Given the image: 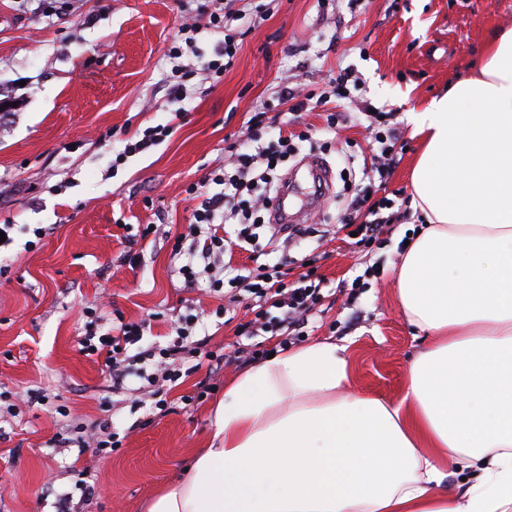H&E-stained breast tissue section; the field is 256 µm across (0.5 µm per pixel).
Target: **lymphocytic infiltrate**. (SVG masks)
<instances>
[{
	"instance_id": "f902f5d3",
	"label": "lymphocytic infiltrate",
	"mask_w": 512,
	"mask_h": 512,
	"mask_svg": "<svg viewBox=\"0 0 512 512\" xmlns=\"http://www.w3.org/2000/svg\"><path fill=\"white\" fill-rule=\"evenodd\" d=\"M236 0H225L224 12L210 15V27L223 30L224 43L216 49L214 59L202 62L194 70L182 71L179 79L171 87L173 97H181L188 81L193 77L215 79L222 77L239 49L238 33L232 28L237 11ZM348 79L338 74L331 80V94H299L292 87H283L280 98L289 103L291 111L326 109V121L331 127L342 123V115L330 111L329 104L334 99L348 98ZM368 132L371 141L377 146L381 159L376 168L378 175L388 174L390 165L397 155L396 145L399 133L390 128L386 112H372L368 115ZM262 122L261 113H254L246 123L237 142L227 147L231 169L214 175L213 181L220 187L219 192L206 195L199 208L193 214L188 237H176L172 246L173 254H186L188 260L181 265L179 274L185 286H193L203 276H211L213 292H227L230 304L244 307V318L234 327L236 342L232 353L223 350L208 349L207 338H195L193 329L197 318L189 314L180 319L174 338L162 348H148L137 353L140 361H155L159 372L148 375V384L163 381L176 384L183 376L182 366L186 355L204 354L209 370L223 368L233 358L245 357L248 360H260L268 356V349L262 348L259 339L266 335H291L303 328L309 317L313 316L320 302L322 279L315 265H307L297 278H290L288 270L281 265L256 263L245 272L235 274L228 279L212 277L214 258L245 249L252 245L257 231L265 225L261 211L267 210L269 201L278 188L276 176L278 166L300 151L299 143L293 137L279 136L276 145L261 146L257 127ZM395 202L388 196L358 195L351 200L350 211L341 218L336 226L337 233L348 237L349 243L359 251L371 250L378 243L379 235L388 219L386 210L392 209ZM236 219L238 227L234 235L224 233L223 223ZM150 320H125L123 314H116L108 332H100L96 321H87L85 334L79 344L83 354L104 356L105 365L112 374L113 388H122L124 383V365L129 359L131 346L140 342L150 329Z\"/></svg>"
}]
</instances>
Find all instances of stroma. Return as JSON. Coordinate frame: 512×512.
Segmentation results:
<instances>
[{
  "instance_id": "35a3bbf8",
  "label": "stroma",
  "mask_w": 512,
  "mask_h": 512,
  "mask_svg": "<svg viewBox=\"0 0 512 512\" xmlns=\"http://www.w3.org/2000/svg\"><path fill=\"white\" fill-rule=\"evenodd\" d=\"M185 0H0V98L17 108L0 120V224H13L14 242L0 250V394L16 411H0V512H57L61 498L74 512H147L152 496L208 447L210 413L223 387L247 368L234 362L215 377L216 390L195 400L201 373L169 390L167 414L150 417L149 385L130 366L126 390L115 391L102 358L85 356L78 341L87 308L104 317L121 311L138 321L159 313L143 346L166 345L170 324L194 300L197 336L210 347L234 341L224 297L203 277L185 289L173 256L176 235L187 232L199 199L193 184H208L228 159L252 113L267 112L271 127L261 144L277 140L285 107L284 78L313 92L332 76L349 75L342 130L322 111L302 113L290 132L313 129L330 151L283 163L291 175L290 209L303 222L314 192L311 162L326 171L319 202L320 235L277 243L267 262L319 255L323 305L307 327L308 341L347 348L349 386L357 394L398 402L408 369L428 344L404 316L397 291L400 243L419 216L406 211L371 253L336 238L347 198L345 181L362 177V157L345 139L365 144V105L389 111L401 150L388 194L411 195L421 138L406 114L466 75L488 37L512 29V0H238L241 46L218 82L191 80L179 102L170 86L177 68L212 59L224 34L202 29L182 57L169 47ZM174 124L175 131L145 152L123 156L127 138ZM153 224L154 241L140 264L124 260V225ZM43 228L34 240L35 228ZM378 271L368 287L352 290L367 267ZM108 420L124 434L122 448L101 459L61 447L73 426Z\"/></svg>"
}]
</instances>
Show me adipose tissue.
Returning <instances> with one entry per match:
<instances>
[{
  "label": "adipose tissue",
  "mask_w": 512,
  "mask_h": 512,
  "mask_svg": "<svg viewBox=\"0 0 512 512\" xmlns=\"http://www.w3.org/2000/svg\"><path fill=\"white\" fill-rule=\"evenodd\" d=\"M409 117L423 225L398 296L431 342L404 395L350 391L342 345L275 353L225 387L209 447L149 512H512V30Z\"/></svg>",
  "instance_id": "obj_1"
}]
</instances>
